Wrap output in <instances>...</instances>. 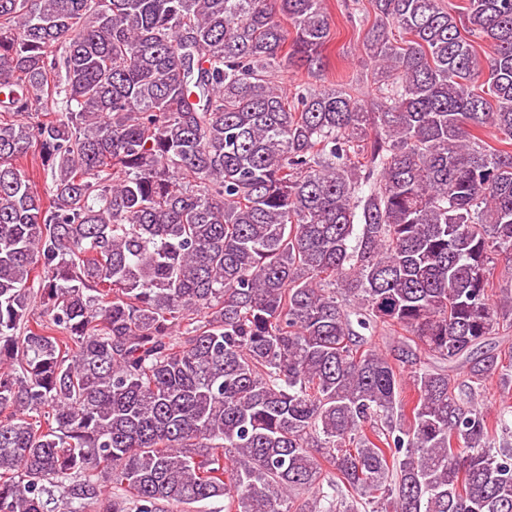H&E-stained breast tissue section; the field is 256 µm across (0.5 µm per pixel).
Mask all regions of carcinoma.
<instances>
[{
    "label": "carcinoma",
    "mask_w": 512,
    "mask_h": 512,
    "mask_svg": "<svg viewBox=\"0 0 512 512\" xmlns=\"http://www.w3.org/2000/svg\"><path fill=\"white\" fill-rule=\"evenodd\" d=\"M372 2L0 0V512H512V0ZM331 17V34L324 54L328 58V67L322 77H312L305 70L286 73L281 80L288 92H293L297 85L312 83L314 85L336 83V81L353 80L358 92L367 95L371 92L372 65L362 55V41L366 30L376 21L371 0H325ZM348 16L356 19L351 23ZM365 18L364 26H359L358 19ZM322 80H319L321 79ZM359 79L360 81L355 82ZM325 82V83H323ZM490 279L494 294H498L503 288L512 289V259L508 255L497 256Z\"/></svg>",
    "instance_id": "carcinoma-1"
}]
</instances>
